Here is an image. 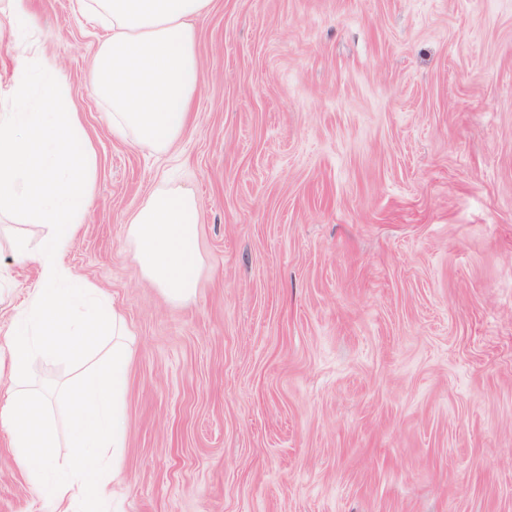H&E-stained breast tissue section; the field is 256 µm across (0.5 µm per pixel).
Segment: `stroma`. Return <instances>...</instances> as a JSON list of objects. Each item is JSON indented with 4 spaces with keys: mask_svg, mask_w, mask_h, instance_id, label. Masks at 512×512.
<instances>
[{
    "mask_svg": "<svg viewBox=\"0 0 512 512\" xmlns=\"http://www.w3.org/2000/svg\"><path fill=\"white\" fill-rule=\"evenodd\" d=\"M36 56L97 154L60 263L131 336L108 512H512V0H212L193 121L112 134L101 28L31 0ZM197 198L195 295L139 271L123 219ZM0 220V323L37 265ZM0 512H48L0 431Z\"/></svg>",
    "mask_w": 512,
    "mask_h": 512,
    "instance_id": "35a3bbf8",
    "label": "stroma"
}]
</instances>
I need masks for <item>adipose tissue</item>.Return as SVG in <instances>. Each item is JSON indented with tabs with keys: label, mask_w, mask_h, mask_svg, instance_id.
Wrapping results in <instances>:
<instances>
[{
	"label": "adipose tissue",
	"mask_w": 512,
	"mask_h": 512,
	"mask_svg": "<svg viewBox=\"0 0 512 512\" xmlns=\"http://www.w3.org/2000/svg\"><path fill=\"white\" fill-rule=\"evenodd\" d=\"M212 0H77L80 14L107 29L89 70L119 138L169 151L192 120L203 82L192 19ZM197 204L182 187L147 195L125 222L140 272L178 302L197 283Z\"/></svg>",
	"instance_id": "obj_1"
}]
</instances>
